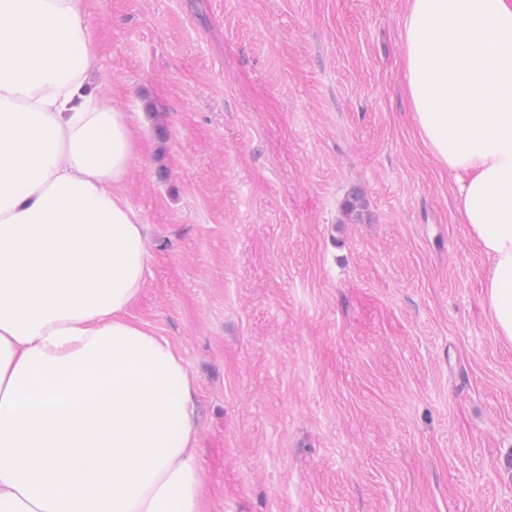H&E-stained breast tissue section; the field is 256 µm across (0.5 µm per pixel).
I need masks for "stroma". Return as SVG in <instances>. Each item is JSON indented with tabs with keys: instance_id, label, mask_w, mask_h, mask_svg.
<instances>
[{
	"instance_id": "stroma-1",
	"label": "stroma",
	"mask_w": 512,
	"mask_h": 512,
	"mask_svg": "<svg viewBox=\"0 0 512 512\" xmlns=\"http://www.w3.org/2000/svg\"><path fill=\"white\" fill-rule=\"evenodd\" d=\"M83 6L210 512H512V344L403 91L410 0Z\"/></svg>"
}]
</instances>
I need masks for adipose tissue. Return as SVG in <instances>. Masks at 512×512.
<instances>
[{"mask_svg": "<svg viewBox=\"0 0 512 512\" xmlns=\"http://www.w3.org/2000/svg\"><path fill=\"white\" fill-rule=\"evenodd\" d=\"M405 94L455 173L512 343V0H411ZM83 0H0V512H207L196 382L130 315L150 261L132 117Z\"/></svg>", "mask_w": 512, "mask_h": 512, "instance_id": "adipose-tissue-1", "label": "adipose tissue"}]
</instances>
